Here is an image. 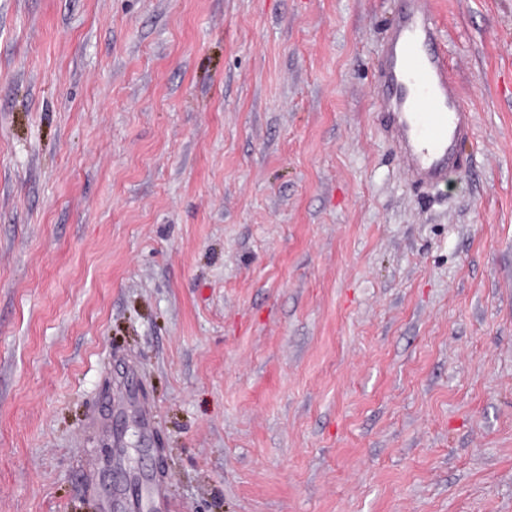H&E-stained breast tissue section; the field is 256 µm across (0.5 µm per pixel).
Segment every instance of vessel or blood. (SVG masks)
I'll return each instance as SVG.
<instances>
[{
    "mask_svg": "<svg viewBox=\"0 0 512 512\" xmlns=\"http://www.w3.org/2000/svg\"><path fill=\"white\" fill-rule=\"evenodd\" d=\"M377 87L387 132L407 178L420 188L444 182L461 165L472 114L459 101L448 61L438 48L430 0H399Z\"/></svg>",
    "mask_w": 512,
    "mask_h": 512,
    "instance_id": "obj_1",
    "label": "vessel or blood"
}]
</instances>
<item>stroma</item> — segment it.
Listing matches in <instances>:
<instances>
[{
  "label": "stroma",
  "mask_w": 512,
  "mask_h": 512,
  "mask_svg": "<svg viewBox=\"0 0 512 512\" xmlns=\"http://www.w3.org/2000/svg\"><path fill=\"white\" fill-rule=\"evenodd\" d=\"M394 9L0 0V512H512V0L427 190Z\"/></svg>",
  "instance_id": "obj_1"
}]
</instances>
